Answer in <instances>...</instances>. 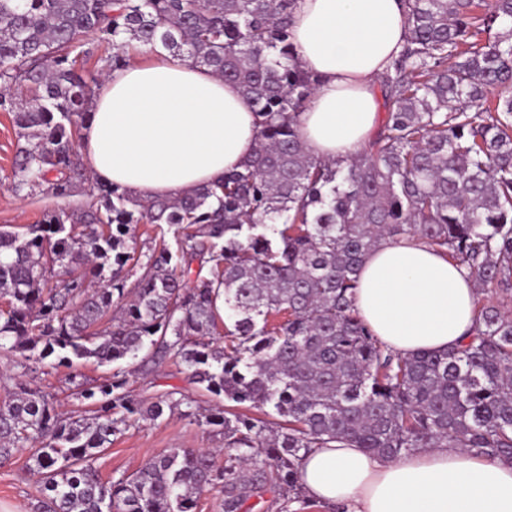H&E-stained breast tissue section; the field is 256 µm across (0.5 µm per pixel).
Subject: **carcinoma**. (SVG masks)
<instances>
[{"instance_id": "1", "label": "carcinoma", "mask_w": 512, "mask_h": 512, "mask_svg": "<svg viewBox=\"0 0 512 512\" xmlns=\"http://www.w3.org/2000/svg\"><path fill=\"white\" fill-rule=\"evenodd\" d=\"M297 0H0V112L14 114L12 190L69 195L86 177L79 133L93 86L161 47L235 84L254 107L255 154L179 199L94 182L78 212L0 226V348L23 374L94 360L151 371L178 359L228 402L205 416L171 390L136 402L125 372L74 385L59 412L21 382L3 389L0 458L28 448L34 512H196L202 493L244 512L312 507L298 461L345 442L387 459L465 448L512 461V318L477 312L444 352L401 358L355 308L358 271L382 242L418 235L475 282L512 293V0H405L407 35L381 76L378 131L347 161L302 142L298 117L321 83L291 42ZM96 74L85 64L101 43ZM139 224H165L137 250ZM224 437L173 448L102 479L96 461L131 416L165 411Z\"/></svg>"}]
</instances>
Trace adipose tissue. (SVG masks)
<instances>
[{
    "label": "adipose tissue",
    "instance_id": "ef3b65f1",
    "mask_svg": "<svg viewBox=\"0 0 512 512\" xmlns=\"http://www.w3.org/2000/svg\"><path fill=\"white\" fill-rule=\"evenodd\" d=\"M405 36L403 0H299L292 41L323 77L299 116L309 151L349 159L379 117L376 84ZM80 146L93 177L137 197L186 196L240 168L257 117L238 88L191 60L163 54L96 84ZM356 309L401 356L445 351L475 329L473 278L420 237L384 243L363 264ZM310 498L344 512H512V464L461 448L383 460L355 447L314 448L298 465Z\"/></svg>",
    "mask_w": 512,
    "mask_h": 512
}]
</instances>
